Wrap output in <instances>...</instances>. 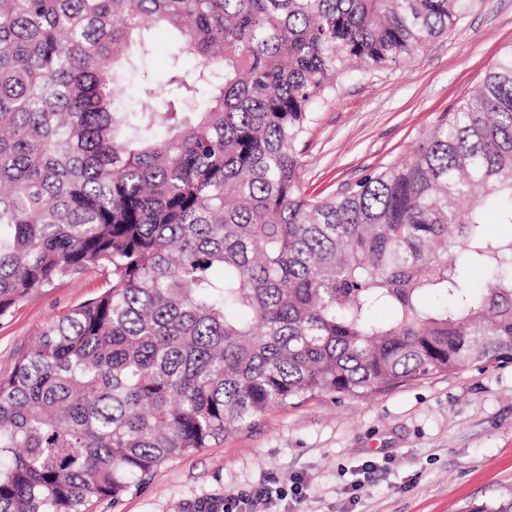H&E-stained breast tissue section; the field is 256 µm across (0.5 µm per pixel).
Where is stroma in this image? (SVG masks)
Listing matches in <instances>:
<instances>
[{
    "mask_svg": "<svg viewBox=\"0 0 512 512\" xmlns=\"http://www.w3.org/2000/svg\"><path fill=\"white\" fill-rule=\"evenodd\" d=\"M512 49V0H472L407 66L360 74L321 105L299 148L303 189L335 195L410 153L442 112ZM90 269L33 292L0 317V375L42 327L95 297ZM260 488L272 498L254 499ZM512 496V362L472 366L366 397L318 394L169 460L119 500L88 512H472Z\"/></svg>",
    "mask_w": 512,
    "mask_h": 512,
    "instance_id": "1",
    "label": "stroma"
}]
</instances>
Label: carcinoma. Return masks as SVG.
Here are the masks:
<instances>
[{
	"label": "carcinoma",
	"instance_id": "1",
	"mask_svg": "<svg viewBox=\"0 0 512 512\" xmlns=\"http://www.w3.org/2000/svg\"><path fill=\"white\" fill-rule=\"evenodd\" d=\"M470 2L0 0V317L105 278L0 376V512H86L273 406L512 360V236L484 228L512 224V49L412 153L302 190L317 107ZM154 27L192 74L140 69Z\"/></svg>",
	"mask_w": 512,
	"mask_h": 512
}]
</instances>
